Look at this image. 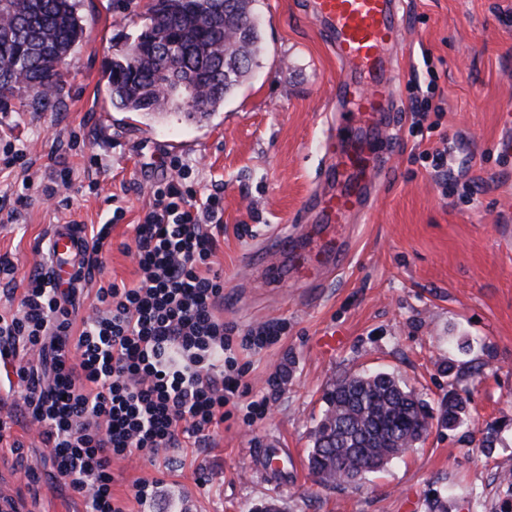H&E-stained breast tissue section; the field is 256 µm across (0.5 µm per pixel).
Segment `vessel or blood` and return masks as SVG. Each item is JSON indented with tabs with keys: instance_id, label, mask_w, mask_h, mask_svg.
<instances>
[{
	"instance_id": "obj_1",
	"label": "vessel or blood",
	"mask_w": 512,
	"mask_h": 512,
	"mask_svg": "<svg viewBox=\"0 0 512 512\" xmlns=\"http://www.w3.org/2000/svg\"><path fill=\"white\" fill-rule=\"evenodd\" d=\"M306 13L335 51L343 74L336 97L348 102L338 113L336 131L323 177L332 191L306 198L304 214H316L321 225L303 243L285 238L282 248L293 257L295 278L316 282L342 266L348 251L335 233L351 216H364L389 157L378 150L390 129L395 64L403 38L397 0H306ZM83 250L79 236L59 224L49 234L50 267L61 276L76 269Z\"/></svg>"
}]
</instances>
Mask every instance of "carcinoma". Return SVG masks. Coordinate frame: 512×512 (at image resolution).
Instances as JSON below:
<instances>
[{
  "label": "carcinoma",
  "instance_id": "1",
  "mask_svg": "<svg viewBox=\"0 0 512 512\" xmlns=\"http://www.w3.org/2000/svg\"><path fill=\"white\" fill-rule=\"evenodd\" d=\"M79 0H10L0 23V108L31 96L46 106L63 89L69 58L82 42ZM253 0H151L150 25L115 49L106 79L112 106L154 117L171 111L156 88L158 58L152 46L177 59L197 93L182 105L191 121L209 119L246 80L260 51L251 24ZM238 36L228 49L224 35ZM326 408L308 449L310 473L321 485H357L375 463L398 459L418 441L423 400L385 373L342 377L324 394ZM467 403L448 398L445 418L467 421Z\"/></svg>",
  "mask_w": 512,
  "mask_h": 512
}]
</instances>
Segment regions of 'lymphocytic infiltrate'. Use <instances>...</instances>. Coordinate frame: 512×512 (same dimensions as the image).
Wrapping results in <instances>:
<instances>
[{"label": "lymphocytic infiltrate", "mask_w": 512, "mask_h": 512, "mask_svg": "<svg viewBox=\"0 0 512 512\" xmlns=\"http://www.w3.org/2000/svg\"><path fill=\"white\" fill-rule=\"evenodd\" d=\"M168 167L134 227L137 280L100 282L82 317L74 286L38 267L16 307L0 310V357L11 363L54 474L85 512H125L112 493L113 459L167 457L223 424L246 374L237 347L260 349L283 334L279 325L241 334L216 316L224 273L212 256L224 233L223 192H198L181 159ZM123 217L118 207L108 223L80 225L86 257L77 278L100 267ZM22 353L46 373L18 363Z\"/></svg>", "instance_id": "obj_1"}]
</instances>
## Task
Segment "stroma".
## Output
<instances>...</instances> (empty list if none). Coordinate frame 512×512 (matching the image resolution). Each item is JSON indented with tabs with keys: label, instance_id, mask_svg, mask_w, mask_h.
<instances>
[{
	"label": "stroma",
	"instance_id": "35a3bbf8",
	"mask_svg": "<svg viewBox=\"0 0 512 512\" xmlns=\"http://www.w3.org/2000/svg\"><path fill=\"white\" fill-rule=\"evenodd\" d=\"M149 0H81L85 35L60 97L43 107L0 110V147L26 150L28 169L0 171V196L16 204L0 223V257L17 278L48 263L53 225L101 224L115 207L102 275L132 282L124 250L143 218L162 161L181 157L199 189H224V272L217 314L239 331L280 323L281 339L243 350V402L268 397L269 412L245 424L234 410L201 447L173 463L132 454L113 460L112 491L127 512H249L274 500L283 512H512V0H404L405 49L394 84L393 140L366 221L356 223L349 260L318 288L262 283L271 238L300 233L305 198L321 188L327 130L341 108L332 95L339 65L301 0H255L263 51L223 112L197 124L170 112L145 118L113 110L104 71L115 48L149 23ZM433 87L434 137L409 133L415 84ZM449 142L458 176L437 185L423 152ZM69 169L73 185L45 202L42 180ZM336 337L333 349L324 339ZM383 370L414 390L432 415L423 440L359 487L315 485L307 466L323 394L339 377ZM454 393L470 417L442 422ZM13 431L19 454L0 447V497L22 512H83L50 474L47 448L26 411ZM490 454L475 448L487 433ZM288 451L287 476L260 473L253 451ZM154 482L141 505L135 484Z\"/></svg>",
	"mask_w": 512,
	"mask_h": 512
}]
</instances>
